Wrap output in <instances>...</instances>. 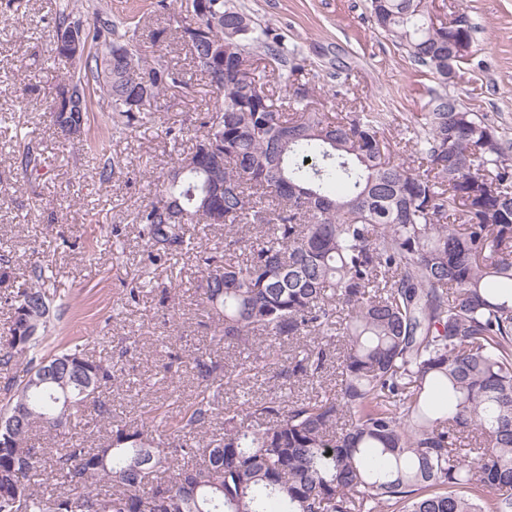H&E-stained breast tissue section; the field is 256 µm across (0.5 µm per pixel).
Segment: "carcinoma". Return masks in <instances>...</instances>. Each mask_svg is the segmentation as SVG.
<instances>
[{
    "instance_id": "cac0c4a2",
    "label": "carcinoma",
    "mask_w": 512,
    "mask_h": 512,
    "mask_svg": "<svg viewBox=\"0 0 512 512\" xmlns=\"http://www.w3.org/2000/svg\"><path fill=\"white\" fill-rule=\"evenodd\" d=\"M369 9L443 84L468 56L471 26L434 19L432 0ZM178 15L176 42L216 96L139 220L151 261L195 255L202 326L247 356L230 372L193 356L198 390L169 442L114 424L86 448L70 429L112 418L100 394L123 360L78 343L39 355L51 299L43 283L17 288L0 366L50 374L16 381L0 405V512H512V144L446 93L393 144L370 112L312 107L306 58L233 0ZM71 30L80 52L62 38ZM51 43L78 68L51 94L52 116L92 81L127 127L190 88L163 51L112 40L110 20L91 30L62 10ZM21 164L42 169L30 149ZM172 198L183 224L167 223ZM190 224L255 236L219 255L197 249ZM261 373L288 392L220 407L224 387ZM36 428L67 439L51 465Z\"/></svg>"
}]
</instances>
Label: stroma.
I'll use <instances>...</instances> for the list:
<instances>
[{
	"instance_id": "obj_1",
	"label": "stroma",
	"mask_w": 512,
	"mask_h": 512,
	"mask_svg": "<svg viewBox=\"0 0 512 512\" xmlns=\"http://www.w3.org/2000/svg\"><path fill=\"white\" fill-rule=\"evenodd\" d=\"M68 3L88 22L111 19L119 35L123 22L138 20V39L147 48L153 33L169 25L155 0H0V255L9 257L20 281L32 279L35 265H43L63 303L52 341L86 343L104 357L117 355L122 337L139 341L142 355L127 366L125 384L104 396L113 421L136 425L155 410L191 401L197 381L190 355L196 348H209L228 369L241 359L238 349L213 340L200 326L206 315L194 293L200 276L194 261L174 255L150 264L138 218L172 152L192 145L188 137L172 142L164 128L199 121L214 95L185 50L171 46L170 57L184 70L190 91H169L155 123L120 133L109 113L93 103L82 140L59 149L48 101L70 65L52 60L48 32ZM234 3L303 51L322 111L357 107L401 124L444 91L512 140V0H434L435 16L464 15L473 36L469 61L444 85L380 33L368 0ZM27 133L44 159L33 178L24 174L15 143L16 135ZM109 159L114 166L103 184L97 173ZM146 275L147 294L127 304L129 290Z\"/></svg>"
}]
</instances>
